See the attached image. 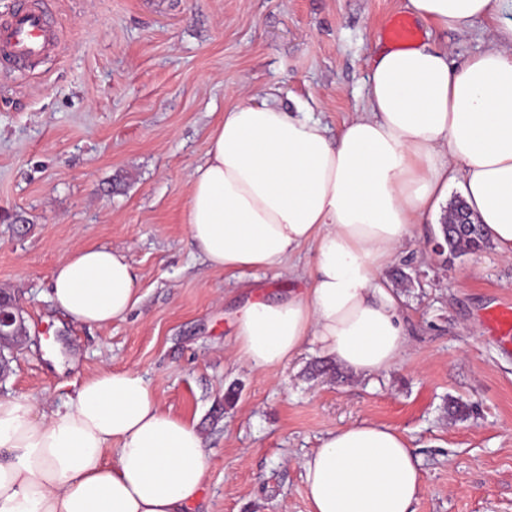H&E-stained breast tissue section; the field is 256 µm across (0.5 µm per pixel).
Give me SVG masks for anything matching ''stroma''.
Listing matches in <instances>:
<instances>
[{
  "label": "stroma",
  "instance_id": "35a3bbf8",
  "mask_svg": "<svg viewBox=\"0 0 512 512\" xmlns=\"http://www.w3.org/2000/svg\"><path fill=\"white\" fill-rule=\"evenodd\" d=\"M62 45L38 67L0 69V290L29 340L0 395L61 409L100 371H139L161 408L207 451L193 512H309L300 462L327 431L400 429L422 485L414 512H512V347L484 314L512 301L494 246L449 259L417 225L383 278L410 341L397 366L360 379L306 346L256 369L234 352L237 310L303 288L312 252L243 279L212 269L183 213L211 128L242 98L306 106L330 130L362 111L371 49L407 0H51ZM419 43L482 50L419 23ZM123 251L139 301L125 319L78 326L50 300L66 254Z\"/></svg>",
  "mask_w": 512,
  "mask_h": 512
}]
</instances>
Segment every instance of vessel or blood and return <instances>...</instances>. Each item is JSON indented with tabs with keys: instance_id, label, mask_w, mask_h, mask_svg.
<instances>
[{
	"instance_id": "1",
	"label": "vessel or blood",
	"mask_w": 512,
	"mask_h": 512,
	"mask_svg": "<svg viewBox=\"0 0 512 512\" xmlns=\"http://www.w3.org/2000/svg\"><path fill=\"white\" fill-rule=\"evenodd\" d=\"M54 45L55 37L45 22L39 0H19L11 20L0 26V62H30L51 51ZM485 321L500 343H512L511 303L492 309Z\"/></svg>"
}]
</instances>
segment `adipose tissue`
I'll use <instances>...</instances> for the list:
<instances>
[{
    "label": "adipose tissue",
    "instance_id": "adipose-tissue-1",
    "mask_svg": "<svg viewBox=\"0 0 512 512\" xmlns=\"http://www.w3.org/2000/svg\"><path fill=\"white\" fill-rule=\"evenodd\" d=\"M441 30L481 21L487 47L380 46L367 108L329 134L275 102L238 101L189 173L184 222L212 268L241 277L314 249L306 288L247 303L239 359L275 367L312 344L361 378L408 346L381 271L425 217L458 191L499 255L512 261V23L499 0H409ZM50 299L73 323L106 325L137 304L126 255L88 247L63 257ZM207 455L196 427L162 410L134 369L85 380L63 410L0 396V512H188ZM309 512H413L421 471L404 433L373 422L330 430L301 462Z\"/></svg>",
    "mask_w": 512,
    "mask_h": 512
}]
</instances>
